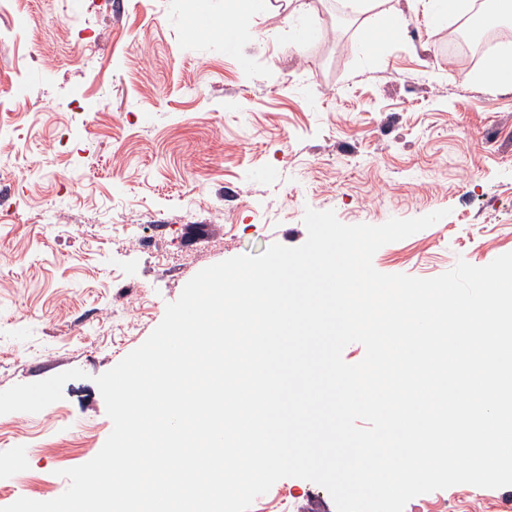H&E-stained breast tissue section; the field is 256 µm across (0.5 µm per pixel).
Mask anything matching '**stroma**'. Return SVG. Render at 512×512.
I'll list each match as a JSON object with an SVG mask.
<instances>
[{"label": "stroma", "mask_w": 512, "mask_h": 512, "mask_svg": "<svg viewBox=\"0 0 512 512\" xmlns=\"http://www.w3.org/2000/svg\"><path fill=\"white\" fill-rule=\"evenodd\" d=\"M17 0L0 11V391L79 369L61 400L0 415V507L48 501L113 429L94 382L200 270L302 245L306 209L348 225L448 215L382 246L433 278L512 252V89L448 52L456 15L382 0ZM247 10L235 46L217 34ZM404 14L403 32L386 18ZM26 88L16 97L15 86ZM25 462L14 468L13 454ZM468 484L404 512H502ZM250 512H336L277 481Z\"/></svg>", "instance_id": "stroma-1"}]
</instances>
